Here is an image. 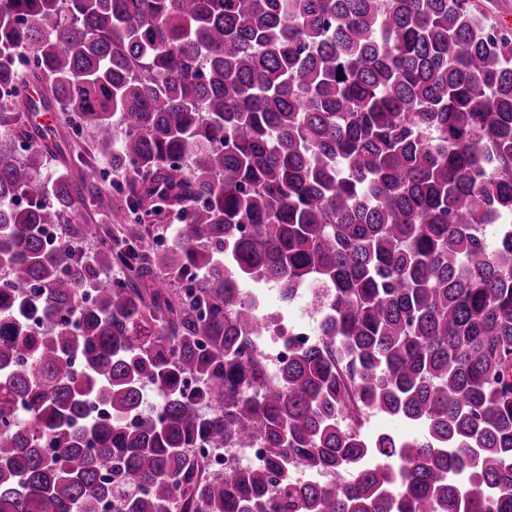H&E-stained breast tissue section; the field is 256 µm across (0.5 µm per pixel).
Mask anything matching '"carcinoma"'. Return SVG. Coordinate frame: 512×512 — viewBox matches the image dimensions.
Returning <instances> with one entry per match:
<instances>
[{"label":"carcinoma","instance_id":"1","mask_svg":"<svg viewBox=\"0 0 512 512\" xmlns=\"http://www.w3.org/2000/svg\"><path fill=\"white\" fill-rule=\"evenodd\" d=\"M0 88V512H512V27L480 0H0ZM39 102L69 154L16 126ZM85 133L109 224L75 223ZM269 283L320 314L275 371ZM366 427L369 435L392 432L401 437H410L417 431L412 423L403 419L391 418L383 413H372L366 423ZM267 453V448L255 444L252 448H226L224 451H215L211 448H192L191 454L196 457L204 456L210 467L214 469L226 470L240 463L244 456L251 464L261 463Z\"/></svg>","mask_w":512,"mask_h":512}]
</instances>
